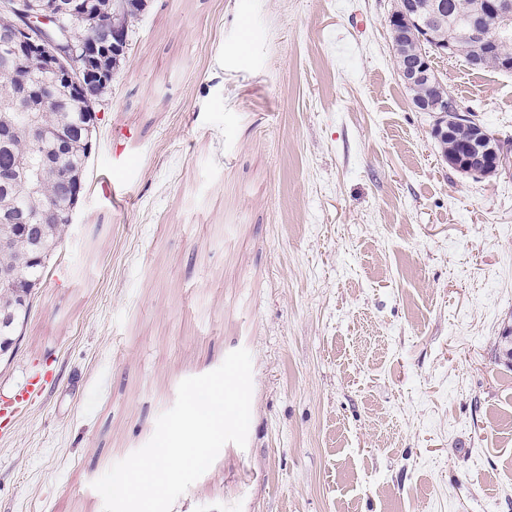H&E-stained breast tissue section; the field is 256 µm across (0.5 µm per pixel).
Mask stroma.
Here are the masks:
<instances>
[{"instance_id": "stroma-1", "label": "stroma", "mask_w": 512, "mask_h": 512, "mask_svg": "<svg viewBox=\"0 0 512 512\" xmlns=\"http://www.w3.org/2000/svg\"><path fill=\"white\" fill-rule=\"evenodd\" d=\"M395 6L145 0L0 362V396L56 379L0 437V512H103L93 481L239 348L247 445L171 512H512V165H448L398 75ZM433 66L512 141V72Z\"/></svg>"}]
</instances>
